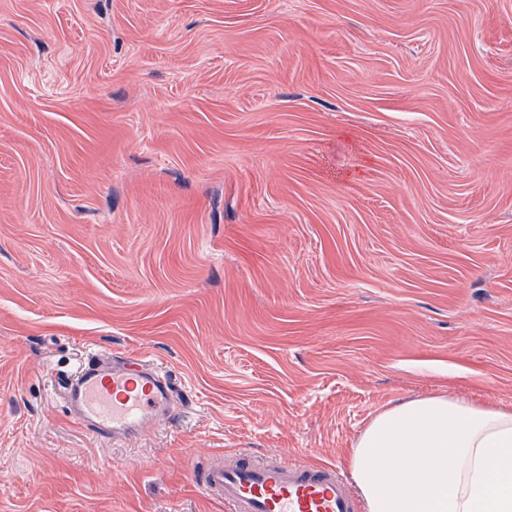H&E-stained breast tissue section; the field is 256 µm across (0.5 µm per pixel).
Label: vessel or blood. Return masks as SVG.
Returning <instances> with one entry per match:
<instances>
[{
    "mask_svg": "<svg viewBox=\"0 0 512 512\" xmlns=\"http://www.w3.org/2000/svg\"><path fill=\"white\" fill-rule=\"evenodd\" d=\"M58 388L75 422L115 441L165 425L175 411L170 379L143 357H94L60 377ZM197 487L231 512H360L358 498L336 467L296 457L218 461L199 474Z\"/></svg>",
    "mask_w": 512,
    "mask_h": 512,
    "instance_id": "1",
    "label": "vessel or blood"
}]
</instances>
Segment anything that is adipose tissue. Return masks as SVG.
<instances>
[{"instance_id": "1", "label": "adipose tissue", "mask_w": 512, "mask_h": 512, "mask_svg": "<svg viewBox=\"0 0 512 512\" xmlns=\"http://www.w3.org/2000/svg\"><path fill=\"white\" fill-rule=\"evenodd\" d=\"M347 464L365 512H512V410L445 394L396 403Z\"/></svg>"}]
</instances>
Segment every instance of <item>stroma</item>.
Listing matches in <instances>:
<instances>
[{
    "mask_svg": "<svg viewBox=\"0 0 512 512\" xmlns=\"http://www.w3.org/2000/svg\"><path fill=\"white\" fill-rule=\"evenodd\" d=\"M112 354L170 423L71 420ZM440 393L512 409V0H0V512H225ZM57 383L74 421L113 441L165 425L175 412L172 382L143 357L97 356Z\"/></svg>",
    "mask_w": 512,
    "mask_h": 512,
    "instance_id": "1",
    "label": "stroma"
}]
</instances>
